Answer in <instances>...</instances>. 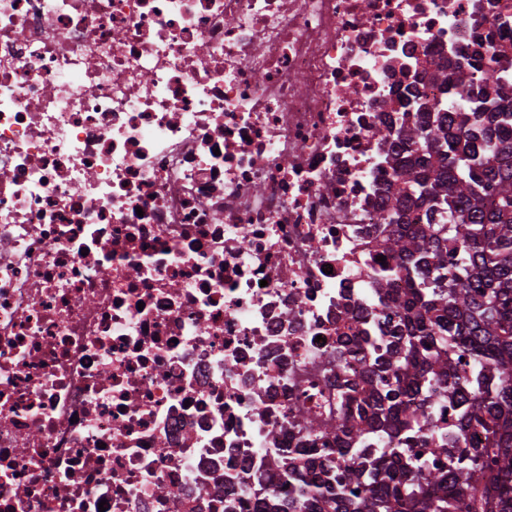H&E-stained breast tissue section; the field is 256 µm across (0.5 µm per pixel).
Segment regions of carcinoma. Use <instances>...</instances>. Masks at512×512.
I'll return each mask as SVG.
<instances>
[{
    "mask_svg": "<svg viewBox=\"0 0 512 512\" xmlns=\"http://www.w3.org/2000/svg\"><path fill=\"white\" fill-rule=\"evenodd\" d=\"M512 101L473 112H437L400 130L397 180L378 213L394 264L398 317L387 356L362 371L363 396L340 395L342 414L316 436L336 440L341 471L323 470V449L296 448L284 476L309 483L303 512H512ZM486 141L477 151L472 141ZM425 210V224L411 214ZM463 395L464 447L437 449L413 468L405 446L429 419L435 395ZM372 434L387 447H355Z\"/></svg>",
    "mask_w": 512,
    "mask_h": 512,
    "instance_id": "1",
    "label": "carcinoma"
}]
</instances>
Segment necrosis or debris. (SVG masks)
I'll use <instances>...</instances> for the list:
<instances>
[{
  "label": "necrosis or debris",
  "mask_w": 512,
  "mask_h": 512,
  "mask_svg": "<svg viewBox=\"0 0 512 512\" xmlns=\"http://www.w3.org/2000/svg\"><path fill=\"white\" fill-rule=\"evenodd\" d=\"M490 65L512 0H0V512L302 499L299 418L393 315L398 131L512 99Z\"/></svg>",
  "instance_id": "necrosis-or-debris-1"
}]
</instances>
